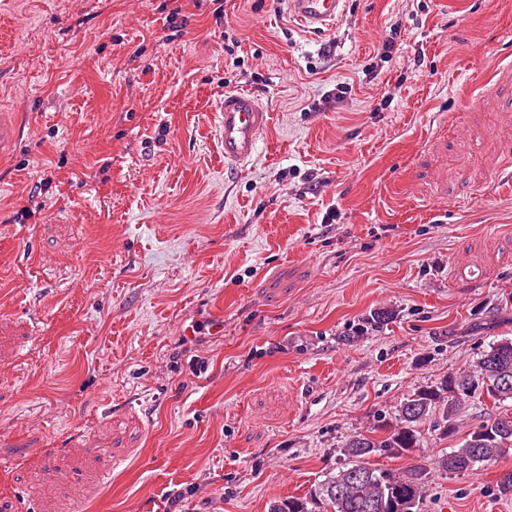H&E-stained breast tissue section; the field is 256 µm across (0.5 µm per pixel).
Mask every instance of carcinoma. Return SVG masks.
Here are the masks:
<instances>
[{"instance_id":"cac0c4a2","label":"carcinoma","mask_w":512,"mask_h":512,"mask_svg":"<svg viewBox=\"0 0 512 512\" xmlns=\"http://www.w3.org/2000/svg\"><path fill=\"white\" fill-rule=\"evenodd\" d=\"M492 401L493 418L468 432L458 447L443 453L438 470H472L503 458L512 450V339L492 343L474 368L449 374L436 385L405 399L395 421L372 428L373 435L356 433L342 448L346 462L310 491V501L289 497L269 505V512H421L429 473L421 467L392 470L373 467L378 454L402 457L420 447V427L433 420L442 439L457 432V418L475 390Z\"/></svg>"}]
</instances>
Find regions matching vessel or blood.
<instances>
[{
  "label": "vessel or blood",
  "instance_id": "1",
  "mask_svg": "<svg viewBox=\"0 0 512 512\" xmlns=\"http://www.w3.org/2000/svg\"><path fill=\"white\" fill-rule=\"evenodd\" d=\"M294 20L302 27L321 31L330 27L344 11L346 0H288ZM270 114L257 97L245 92L224 95L222 123L225 161L242 165L258 150L259 138L269 123ZM17 113H0V158L15 145L19 137Z\"/></svg>",
  "mask_w": 512,
  "mask_h": 512
}]
</instances>
